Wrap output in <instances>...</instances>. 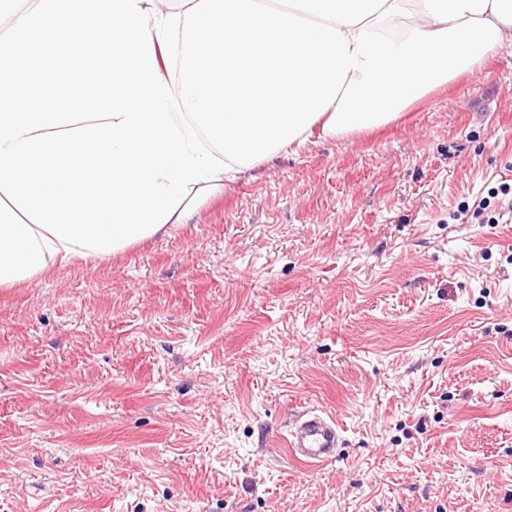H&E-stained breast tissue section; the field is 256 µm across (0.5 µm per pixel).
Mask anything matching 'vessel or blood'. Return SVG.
Segmentation results:
<instances>
[{
	"mask_svg": "<svg viewBox=\"0 0 512 512\" xmlns=\"http://www.w3.org/2000/svg\"><path fill=\"white\" fill-rule=\"evenodd\" d=\"M290 457L309 467L334 464L342 445L340 426L327 412L309 408L300 414L285 440Z\"/></svg>",
	"mask_w": 512,
	"mask_h": 512,
	"instance_id": "obj_1",
	"label": "vessel or blood"
}]
</instances>
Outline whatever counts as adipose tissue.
Wrapping results in <instances>:
<instances>
[{
  "label": "adipose tissue",
  "mask_w": 512,
  "mask_h": 512,
  "mask_svg": "<svg viewBox=\"0 0 512 512\" xmlns=\"http://www.w3.org/2000/svg\"><path fill=\"white\" fill-rule=\"evenodd\" d=\"M0 0V288L186 223L512 43V0Z\"/></svg>",
  "instance_id": "obj_1"
}]
</instances>
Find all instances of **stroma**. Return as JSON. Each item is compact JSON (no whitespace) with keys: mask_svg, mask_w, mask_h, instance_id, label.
<instances>
[{"mask_svg":"<svg viewBox=\"0 0 512 512\" xmlns=\"http://www.w3.org/2000/svg\"><path fill=\"white\" fill-rule=\"evenodd\" d=\"M0 512H512V45L0 288ZM290 457L302 465L324 467L334 464L342 445L336 419L318 408L303 411L288 430L285 440Z\"/></svg>","mask_w":512,"mask_h":512,"instance_id":"1","label":"stroma"}]
</instances>
